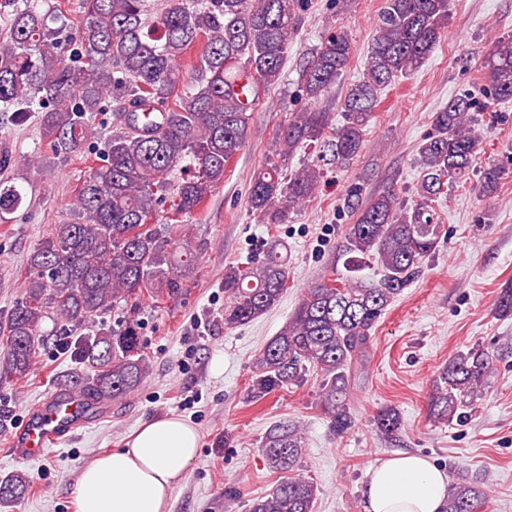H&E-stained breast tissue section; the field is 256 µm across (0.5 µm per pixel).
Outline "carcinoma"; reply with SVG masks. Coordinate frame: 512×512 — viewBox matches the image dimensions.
Segmentation results:
<instances>
[{
	"mask_svg": "<svg viewBox=\"0 0 512 512\" xmlns=\"http://www.w3.org/2000/svg\"><path fill=\"white\" fill-rule=\"evenodd\" d=\"M449 0H384L362 76L347 90L343 123L336 128L321 107L349 65L352 46L342 27L299 62L305 100L276 133L266 161L249 184L251 211L265 224H283L288 213L316 194L323 163L346 168L358 156L381 102V91L418 69L445 35ZM82 20L60 40L33 0H0L10 16L9 41L0 47V102L10 121L23 122L33 107L41 138L56 155L94 153L77 187V217L58 224L31 255L24 295L0 310V383L19 382L39 351L55 346L84 366L79 393L93 409L121 401L149 374L137 324L104 323L117 304L177 293L198 260L189 233L171 237L157 224L169 203L183 223L224 182L228 163L247 139L249 111L281 81L288 49L299 31L301 0H173L148 18L147 0H79ZM205 45L192 85L179 89V61L198 41ZM482 95L466 92L431 117L432 132L417 145V200L408 205L389 189L362 205L340 245L341 276L308 289L291 317L256 360L247 398L320 379V405L332 432L354 424L351 381L364 366L372 333L386 308L419 278L441 239L433 202L467 180L478 161L475 108L494 109L512 99V37H500L482 62ZM112 104L118 125L93 150L95 118ZM297 149L316 162L288 170ZM189 176L167 191L178 171ZM30 181L0 180V224L9 222L27 196ZM287 246L272 241L263 259L224 269V328L261 317L286 288ZM53 322L47 330L45 321ZM492 357L480 346L448 359L432 381L429 420L450 424L484 397ZM380 434L400 429L392 408L377 412ZM304 437L294 423L266 434L262 454L281 474L249 512H314L317 484L297 474ZM30 477L0 478V506L29 495ZM488 494L458 479L448 486L443 512H487Z\"/></svg>",
	"mask_w": 512,
	"mask_h": 512,
	"instance_id": "1",
	"label": "carcinoma"
}]
</instances>
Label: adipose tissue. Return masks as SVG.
I'll list each match as a JSON object with an SVG mask.
<instances>
[{
    "instance_id": "obj_1",
    "label": "adipose tissue",
    "mask_w": 512,
    "mask_h": 512,
    "mask_svg": "<svg viewBox=\"0 0 512 512\" xmlns=\"http://www.w3.org/2000/svg\"><path fill=\"white\" fill-rule=\"evenodd\" d=\"M196 430L171 416L146 421L85 466L71 490L74 512H170L199 452ZM448 474L428 457L398 452L372 466L361 487L366 512H442Z\"/></svg>"
}]
</instances>
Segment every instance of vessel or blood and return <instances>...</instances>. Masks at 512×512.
<instances>
[{"instance_id":"vessel-or-blood-1","label":"vessel or blood","mask_w":512,"mask_h":512,"mask_svg":"<svg viewBox=\"0 0 512 512\" xmlns=\"http://www.w3.org/2000/svg\"><path fill=\"white\" fill-rule=\"evenodd\" d=\"M85 413L80 399L64 396L49 399L15 433L16 456L28 460L43 457L47 449L56 447L83 423Z\"/></svg>"}]
</instances>
